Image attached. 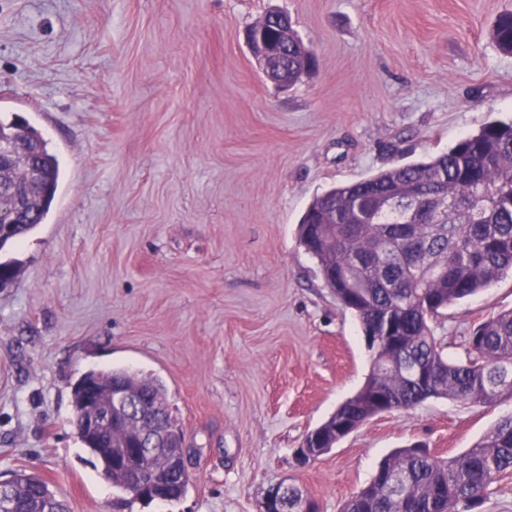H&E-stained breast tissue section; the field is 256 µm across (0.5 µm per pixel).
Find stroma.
<instances>
[{
  "mask_svg": "<svg viewBox=\"0 0 512 512\" xmlns=\"http://www.w3.org/2000/svg\"><path fill=\"white\" fill-rule=\"evenodd\" d=\"M287 13L316 65L282 88L246 42ZM512 0H0V119L59 162L49 212L0 249V481L45 479L68 512H263L279 483L318 512L416 443L451 458L512 399H428L300 462L309 431L371 367L357 318L300 244L317 195L423 161L512 117ZM512 275L435 325L450 360ZM162 379L188 444L183 497L112 487L72 423L85 372ZM491 39L501 51L512 54V12H505L497 18Z\"/></svg>",
  "mask_w": 512,
  "mask_h": 512,
  "instance_id": "stroma-1",
  "label": "stroma"
}]
</instances>
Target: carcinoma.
<instances>
[{
    "label": "carcinoma",
    "instance_id": "cac0c4a2",
    "mask_svg": "<svg viewBox=\"0 0 512 512\" xmlns=\"http://www.w3.org/2000/svg\"><path fill=\"white\" fill-rule=\"evenodd\" d=\"M262 37L286 46L278 81L294 84L314 64L312 53L293 33L269 22ZM491 39L512 54V12L501 14ZM27 136L39 149L42 174L34 197L35 214L13 225L6 241L16 240L41 223L55 196L60 168L47 142L33 127ZM432 201L448 198V220L435 214L427 224H405L401 210L378 198L407 199L410 192ZM301 244L318 259L323 276L336 283L339 302L358 318L364 332L394 337L380 342L372 355L364 386L332 417L309 432L304 443L324 448L345 421L360 424L383 411L406 410L430 398L490 405L512 398V310L490 315L468 336L467 358L456 362L445 352L447 341L432 324L448 306L512 274V120H497L459 140L430 160L381 171L336 186L315 198L299 224ZM121 385L138 396L166 401L157 378L126 369L82 375L72 390L81 407L87 392ZM136 424L112 432L110 448L95 434L76 428L83 445L98 459L112 487L128 491L123 472L112 463L119 446L133 444ZM512 473V415L500 419L472 448L444 460L420 444L387 456L372 481L344 501L340 512H469L482 504L492 484ZM144 479L153 495L181 498L188 484H171L166 463L148 458ZM54 496L40 477L24 473L16 481L14 501L21 512H43Z\"/></svg>",
    "mask_w": 512,
    "mask_h": 512
}]
</instances>
